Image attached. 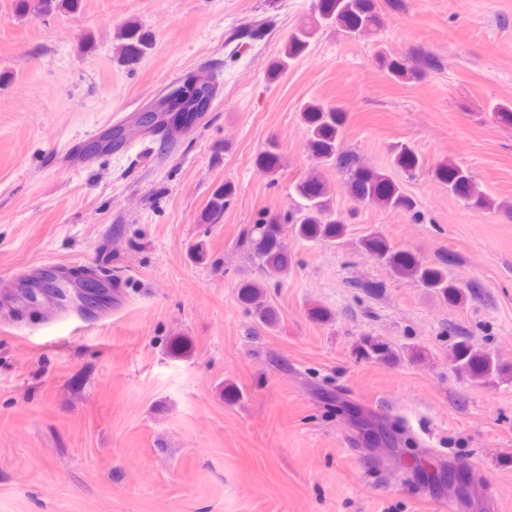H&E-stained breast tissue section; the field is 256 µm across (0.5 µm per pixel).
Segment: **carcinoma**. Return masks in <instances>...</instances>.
<instances>
[{
	"label": "carcinoma",
	"mask_w": 512,
	"mask_h": 512,
	"mask_svg": "<svg viewBox=\"0 0 512 512\" xmlns=\"http://www.w3.org/2000/svg\"><path fill=\"white\" fill-rule=\"evenodd\" d=\"M81 0H37L35 11L51 15L56 11L76 12ZM385 25L378 0H319L318 15L293 32L284 45L281 57L270 71L277 78L287 71L290 64L308 51L311 40L318 31L334 27L350 36L374 35ZM119 57L133 63L152 49L150 38L141 32L136 22H129L116 33ZM379 67L391 78L410 83L420 81L433 71L445 67L443 60L429 57L423 64L410 59L406 54L380 52L377 56ZM200 92L190 98L174 101L173 124L189 127L196 124L202 113L209 110L214 99L213 91L218 84L208 75L199 80ZM302 120L307 131V146L311 155L323 165H337L345 175L349 193L358 204L378 205L392 211L420 219L416 200L387 173L359 164L355 157L341 150L347 113L339 106H327L318 102L305 104ZM392 165L408 175L415 174L423 166L422 158L412 147L397 142L390 147ZM262 172L272 177L279 172V153L275 143L268 145L259 156ZM434 177L448 188V194L460 199L475 210L511 211L506 203L496 202L482 191L472 173L453 162H442L433 170ZM297 199L293 208L282 215L263 213L248 231L246 242L262 271L270 276L285 274L291 265V254L282 241L285 225L292 233L306 241L334 242L341 239L347 230V218L338 213L333 199L321 176L313 173L294 185ZM235 195L233 184L226 182L216 188L206 205L205 219L218 221L224 209ZM362 247L387 266L398 277L408 278L429 292L439 294L450 304H461L466 299L464 287L448 278V256L443 255L435 262H426L415 254L394 247L379 233L372 231L361 239ZM240 300L246 304L257 320L272 327L278 322L276 310L268 305L262 284L248 281L239 291ZM363 355L379 361L393 357L391 349L379 341H366L361 346ZM451 360L455 369L471 379L484 381L502 371L499 361L487 352L475 350L466 340H459L452 347Z\"/></svg>",
	"instance_id": "carcinoma-1"
}]
</instances>
